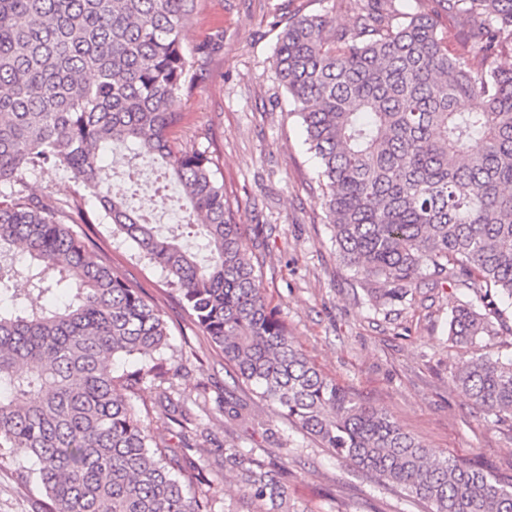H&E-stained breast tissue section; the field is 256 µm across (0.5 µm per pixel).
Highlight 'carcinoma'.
I'll use <instances>...</instances> for the list:
<instances>
[{
    "label": "carcinoma",
    "mask_w": 512,
    "mask_h": 512,
    "mask_svg": "<svg viewBox=\"0 0 512 512\" xmlns=\"http://www.w3.org/2000/svg\"><path fill=\"white\" fill-rule=\"evenodd\" d=\"M353 27L325 14L277 36L275 77L319 159L322 208L340 260L406 296L423 270L469 290L449 336L498 329L476 303L512 301V0H431L395 25L376 0H349ZM199 0H0V466L14 465L41 512H211L191 494L211 463L194 459L127 397L150 380L171 401L169 325L142 289L104 263L75 224H91L29 179L65 170L100 205L112 235L162 270L185 314L237 381L321 447L427 505L512 512V488L469 461L437 458L384 411L351 396L297 348L269 307L262 266L238 223L210 146L173 104L205 83L224 34L187 53ZM464 32L449 49L443 19ZM119 145L159 160L206 241L201 262L144 213L111 196L101 165ZM122 357L133 367L114 375ZM453 380L496 421L512 420V359L461 362ZM250 512H290L281 473L251 450L224 449Z\"/></svg>",
    "instance_id": "cac0c4a2"
}]
</instances>
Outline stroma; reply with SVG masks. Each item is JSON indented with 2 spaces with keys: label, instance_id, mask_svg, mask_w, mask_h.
<instances>
[{
  "label": "stroma",
  "instance_id": "obj_1",
  "mask_svg": "<svg viewBox=\"0 0 512 512\" xmlns=\"http://www.w3.org/2000/svg\"><path fill=\"white\" fill-rule=\"evenodd\" d=\"M297 14H325L347 29L354 20L347 0H201L182 46L192 50L218 29L224 46L204 89L175 101L185 120L174 136L212 137L219 178L241 223L259 230L250 245L263 263L268 302L303 353L432 453L471 459L512 485V423L496 422L451 379L461 360L512 358V303L498 304L507 330L463 346L450 340L448 329L454 307L471 301L469 291L427 278L402 300L378 304L370 298L371 281L340 261L321 206L319 161L272 68L277 27ZM30 189L78 202L91 214L98 210L64 171L31 178ZM93 232L104 259L163 309L171 334L167 355L179 369L178 398L192 403L200 384L209 387L207 412L196 420L200 455L218 460L228 448L269 455L288 476L292 512H427L283 418L270 415L257 425L229 417L225 401L251 408V391L234 383L206 336L166 294L162 270L140 261L134 243L113 236L110 225H94ZM209 479L212 512H248L231 475L216 468Z\"/></svg>",
  "mask_w": 512,
  "mask_h": 512
}]
</instances>
